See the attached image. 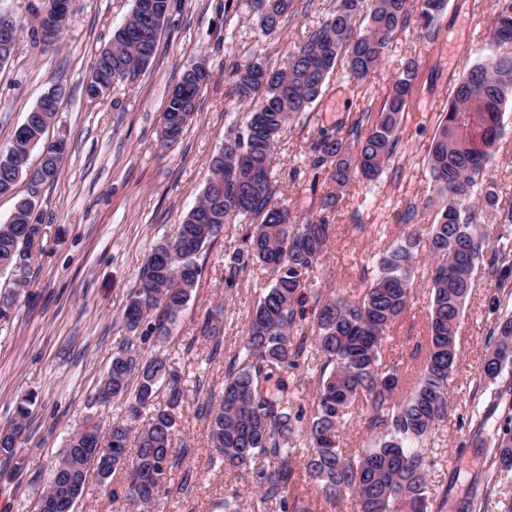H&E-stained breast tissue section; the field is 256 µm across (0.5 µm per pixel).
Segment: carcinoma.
<instances>
[{
  "label": "carcinoma",
  "instance_id": "1",
  "mask_svg": "<svg viewBox=\"0 0 512 512\" xmlns=\"http://www.w3.org/2000/svg\"><path fill=\"white\" fill-rule=\"evenodd\" d=\"M419 2L420 37L433 43L438 21L448 0H333L327 18L289 53L285 67L275 69L258 56L229 65L236 94L249 103L241 126H232L224 147L209 160L210 177L199 208L191 210L175 237L159 242L143 267L138 288L129 299L122 322L130 336L112 355V363L97 391L112 392L127 414L105 428L89 417L72 432L55 460L50 485L53 507L47 512H73L74 490L85 488L89 477L105 484L124 467L129 475L126 497L130 512L155 509L165 491L172 467L174 441L183 391L179 375L169 370L164 356L146 357L134 340L141 327L162 340L188 303L202 275L198 257L236 213L255 220L243 246L227 253L224 280L228 283L250 267L271 276L245 324L243 351L230 361L217 406L207 402L200 413L209 422L211 445L224 464L249 474L254 491L251 512H268L285 504L294 483L293 461L303 448L302 465L327 502L338 508L350 502L353 512H431L429 472L432 462L424 443L448 416V381L458 359L459 321L472 288L476 267L486 259L503 283L512 276L507 246L489 249L481 221L492 216L512 224V196L487 176V166L500 139L502 111L512 102V0H496L491 53L472 64L455 85L448 110L432 138L426 167L438 187L428 238L431 302L429 335L421 377L412 394L395 397L397 367L381 364L383 343L409 306L417 264L418 239L382 253L377 272L362 275V293H338L325 301L315 298L314 335H293L303 319L298 308L312 271L330 246L334 225L329 221L350 185L373 180L392 159L399 144L400 123L416 87L419 61L405 58L382 107L361 112L351 124L321 131L304 150L305 165L319 171L330 185L320 201L322 214L296 223L273 179L276 146L288 122L309 111L338 71L360 87L389 51L394 34L406 26L414 2ZM293 0H249L263 35L278 33ZM171 0H134L129 17L112 32L91 67L88 95L99 98L109 85L99 77L112 59V82H133L153 61ZM366 20L356 30L358 19ZM204 82L183 71L169 97L164 116L190 117L196 110ZM55 113L22 123L24 137L0 148V195L10 194L23 175L35 148L46 149ZM43 236L36 207L14 208L0 224V269L14 270L10 289L0 294V318L8 317L17 296L30 286L33 248ZM224 305L207 313L200 333L211 343L209 356L220 349ZM490 336L493 345L480 376L499 384L512 373V316L500 319ZM321 361L316 409L306 429L293 411L288 370L309 355ZM279 374L281 395H268L263 380ZM166 386L167 399L158 402ZM363 399L370 423H383L387 433L375 448L349 454L337 443L338 433ZM33 396L21 398L8 427L0 430V456L13 458L24 436ZM148 423L133 425L145 408ZM135 440L134 454L128 443ZM497 470L512 469V436L492 449Z\"/></svg>",
  "mask_w": 512,
  "mask_h": 512
}]
</instances>
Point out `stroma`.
<instances>
[{"mask_svg":"<svg viewBox=\"0 0 512 512\" xmlns=\"http://www.w3.org/2000/svg\"><path fill=\"white\" fill-rule=\"evenodd\" d=\"M331 0H294L295 10L280 34L262 36L246 0H173L153 63L132 83H117L91 99L85 85L91 65L112 31L130 14L133 0H71L56 46H34L40 17L32 0H0V9L18 20L16 51L0 65V147L51 85L64 89L57 119L46 137L65 138L68 153L57 180L43 187L37 214L44 226L34 249L31 285L8 321L0 323V427L9 424L17 399L35 393L28 430L13 459L0 458V512H35L51 463L65 437L88 416L102 425L124 416L122 403L99 405L92 397L112 354L124 342L121 317L139 284L155 244L173 235L195 206L209 177L208 160L224 143L232 121L247 109L228 73L230 61L246 62L260 53L269 66L282 67L287 53L327 14ZM495 0H448L434 43L422 42L420 24L398 30L386 59L361 88L345 73L334 75L308 112L295 120L275 151V174L282 200L297 218L318 215L326 191L323 178L303 168L308 141L323 129L349 125L364 108L379 109L407 57L419 61V79L400 125L397 152L380 179L352 186L335 213L334 238L307 296H329L360 286L363 268L374 267L388 246L409 233L425 238L433 219L429 199L436 189L425 155L442 120L448 98L463 72L491 46L488 31ZM207 60L212 79L199 96L179 141L164 145L162 115L181 73ZM418 209L415 224H399L406 202ZM358 212L366 229L349 225ZM249 223L230 218L199 257L202 276L179 313L166 343L146 336L143 353L165 351L170 370L182 380L184 400L172 472L163 512H224L232 490H250L234 469L208 465L209 423L197 408L218 398L224 370L244 343V324L267 275L252 269L234 284L224 280L225 255L241 246ZM410 303L384 345L387 361L398 362V398L408 397L421 376L428 336L430 262L419 252ZM224 304L223 343L212 351L199 333L208 309ZM512 312V279L499 283L479 264L457 332L458 360L448 382V417L427 443L436 462L430 494L441 512L456 502L475 475L491 469L492 445L512 427V391L491 403L480 378L489 333ZM367 410L353 411L341 445L355 453L382 441L383 427L369 423ZM127 481L116 471L108 485L89 480L75 512H126ZM272 512H335L304 470H297L287 508Z\"/></svg>","mask_w":512,"mask_h":512,"instance_id":"35a3bbf8","label":"stroma"}]
</instances>
